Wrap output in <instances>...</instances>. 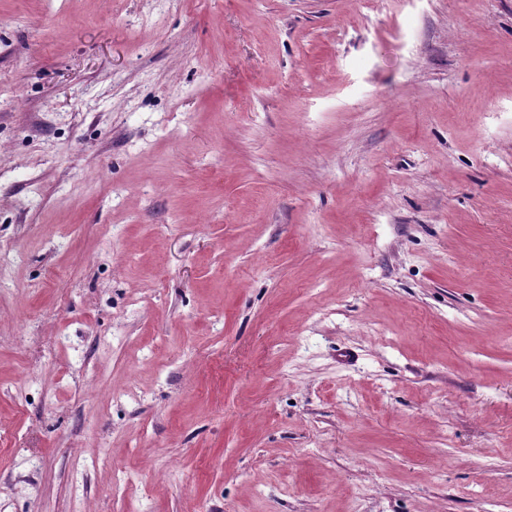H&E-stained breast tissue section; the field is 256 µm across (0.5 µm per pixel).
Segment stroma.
I'll return each instance as SVG.
<instances>
[{"label":"stroma","instance_id":"1","mask_svg":"<svg viewBox=\"0 0 512 512\" xmlns=\"http://www.w3.org/2000/svg\"><path fill=\"white\" fill-rule=\"evenodd\" d=\"M8 512H512V0H0Z\"/></svg>","mask_w":512,"mask_h":512}]
</instances>
